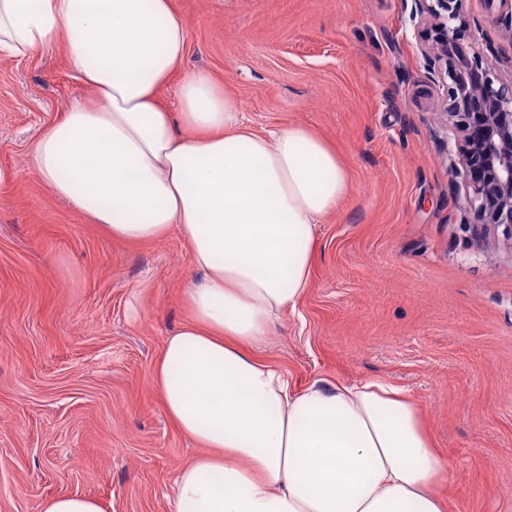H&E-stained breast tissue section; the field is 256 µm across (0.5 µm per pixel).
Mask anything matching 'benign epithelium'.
I'll return each instance as SVG.
<instances>
[{"mask_svg": "<svg viewBox=\"0 0 512 512\" xmlns=\"http://www.w3.org/2000/svg\"><path fill=\"white\" fill-rule=\"evenodd\" d=\"M412 2L410 20L426 30L420 52L430 81L445 89L437 107L455 138L448 157L464 204L512 236V64L483 53L465 0Z\"/></svg>", "mask_w": 512, "mask_h": 512, "instance_id": "obj_1", "label": "benign epithelium"}]
</instances>
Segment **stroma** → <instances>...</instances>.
Listing matches in <instances>:
<instances>
[{"instance_id": "1", "label": "stroma", "mask_w": 512, "mask_h": 512, "mask_svg": "<svg viewBox=\"0 0 512 512\" xmlns=\"http://www.w3.org/2000/svg\"><path fill=\"white\" fill-rule=\"evenodd\" d=\"M180 74L208 73L267 133L306 127L350 190L318 227L312 280L259 357L295 387L404 389L450 468V512H512V240L455 197L448 139L409 0H173ZM484 52L512 57L504 11L466 0ZM430 88L419 101L415 90ZM90 92L62 48L0 56V512L81 494L105 512H174L198 448L153 382L197 278L179 231L113 238L31 162Z\"/></svg>"}]
</instances>
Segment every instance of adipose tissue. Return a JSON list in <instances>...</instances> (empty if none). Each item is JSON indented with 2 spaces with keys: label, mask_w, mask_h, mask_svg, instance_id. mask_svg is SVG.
Segmentation results:
<instances>
[{
  "label": "adipose tissue",
  "mask_w": 512,
  "mask_h": 512,
  "mask_svg": "<svg viewBox=\"0 0 512 512\" xmlns=\"http://www.w3.org/2000/svg\"><path fill=\"white\" fill-rule=\"evenodd\" d=\"M189 32L172 0H0V56L61 46L93 104L69 105L32 165L56 198L112 237L179 228L200 279L154 366L165 411L201 453L174 512H448L447 459L402 389L293 387L255 351L305 294L318 224L350 179L317 134L245 125L202 72L162 92Z\"/></svg>",
  "instance_id": "obj_1"
}]
</instances>
